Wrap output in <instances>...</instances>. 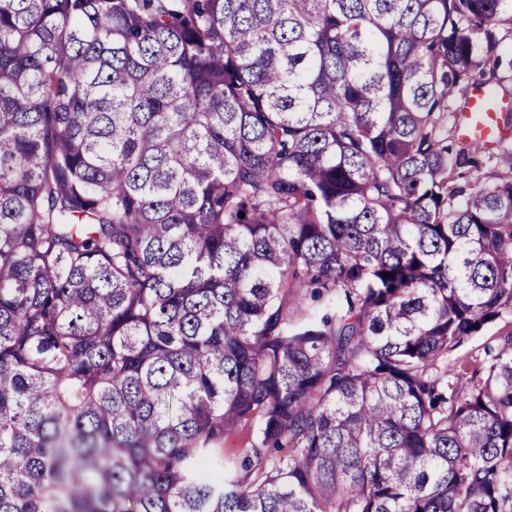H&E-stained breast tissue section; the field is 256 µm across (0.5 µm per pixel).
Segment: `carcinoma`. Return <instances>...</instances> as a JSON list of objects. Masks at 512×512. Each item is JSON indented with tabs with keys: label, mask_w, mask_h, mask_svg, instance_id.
Returning <instances> with one entry per match:
<instances>
[{
	"label": "carcinoma",
	"mask_w": 512,
	"mask_h": 512,
	"mask_svg": "<svg viewBox=\"0 0 512 512\" xmlns=\"http://www.w3.org/2000/svg\"><path fill=\"white\" fill-rule=\"evenodd\" d=\"M505 25L0 0V512H512V333L448 364L512 317V142L448 143ZM512 330V324L505 321H496L489 324L478 336H474L455 354V358L467 356L470 354L484 356V349L488 346L496 348L499 343V337L504 336L508 331ZM249 427H239L224 440V457L235 461L241 460L243 448L248 446Z\"/></svg>",
	"instance_id": "1"
}]
</instances>
